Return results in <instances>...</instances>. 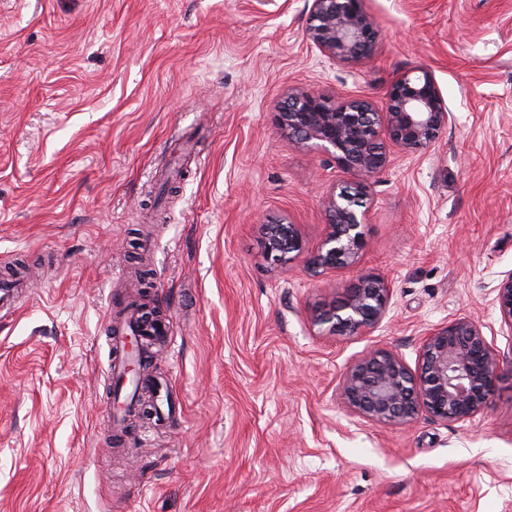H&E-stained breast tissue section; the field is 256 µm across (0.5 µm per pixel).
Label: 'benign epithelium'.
I'll return each instance as SVG.
<instances>
[{"label":"benign epithelium","instance_id":"obj_1","mask_svg":"<svg viewBox=\"0 0 512 512\" xmlns=\"http://www.w3.org/2000/svg\"><path fill=\"white\" fill-rule=\"evenodd\" d=\"M305 35L324 56L342 64L363 63L376 51L377 20L361 0H312ZM452 113L431 72L420 68L398 76L386 109L362 97L336 99L303 87L288 90L275 122L303 147H314L336 167L359 180L323 198L328 214L325 236L306 260L321 272L354 269L365 246L363 201L390 162V149L419 154L431 148ZM266 253L275 263L301 249L296 225L271 220L264 225ZM501 323L512 331V271L494 286ZM393 288L371 274H358L339 301L316 310L311 325L328 333L366 335L386 318ZM504 358L488 341L483 325L459 316L424 337L415 368L386 348H373L350 364L341 396L354 414L384 425L408 426L422 413L443 421H464L487 411Z\"/></svg>","mask_w":512,"mask_h":512}]
</instances>
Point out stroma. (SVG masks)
Returning <instances> with one entry per match:
<instances>
[{"label":"stroma","mask_w":512,"mask_h":512,"mask_svg":"<svg viewBox=\"0 0 512 512\" xmlns=\"http://www.w3.org/2000/svg\"><path fill=\"white\" fill-rule=\"evenodd\" d=\"M308 0H0V262L37 266L0 310V512H512V372L487 413L385 426L348 410L370 347L415 365L467 315L512 358L492 289L512 270V0H363L381 35L348 66L306 39ZM429 70L453 114L393 152L366 202L359 271L382 325L318 332L347 269L310 276L322 197L355 181L282 135L288 90L384 109ZM297 225L273 265L263 226ZM172 327L145 376L180 412L109 442L110 315Z\"/></svg>","instance_id":"stroma-1"}]
</instances>
